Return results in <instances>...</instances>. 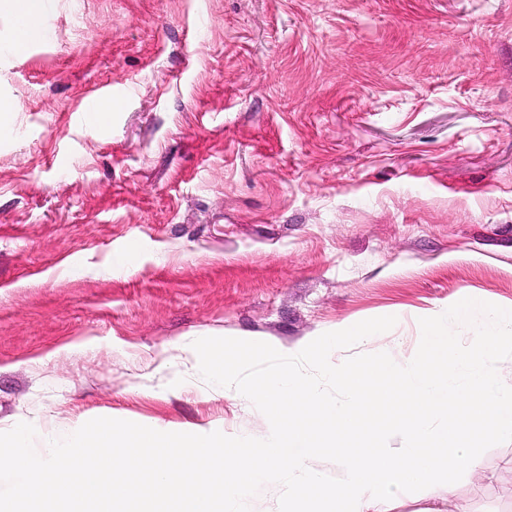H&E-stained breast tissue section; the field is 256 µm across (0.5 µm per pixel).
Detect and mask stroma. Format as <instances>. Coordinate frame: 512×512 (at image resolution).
I'll return each instance as SVG.
<instances>
[{
  "mask_svg": "<svg viewBox=\"0 0 512 512\" xmlns=\"http://www.w3.org/2000/svg\"><path fill=\"white\" fill-rule=\"evenodd\" d=\"M0 54V432L97 417L267 437L202 337L404 365L419 318L512 306V0H45ZM108 84L95 128L76 112ZM432 512H512V441Z\"/></svg>",
  "mask_w": 512,
  "mask_h": 512,
  "instance_id": "1",
  "label": "stroma"
}]
</instances>
